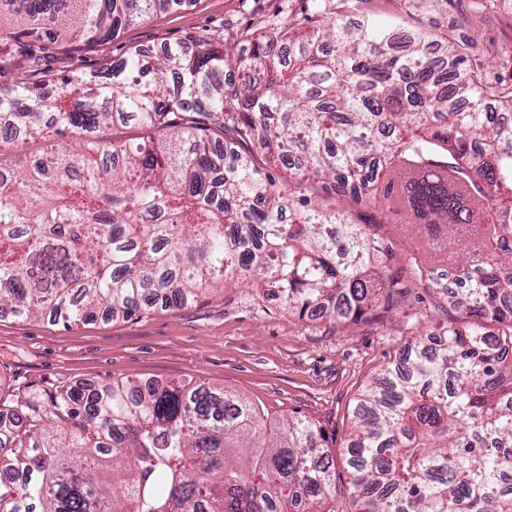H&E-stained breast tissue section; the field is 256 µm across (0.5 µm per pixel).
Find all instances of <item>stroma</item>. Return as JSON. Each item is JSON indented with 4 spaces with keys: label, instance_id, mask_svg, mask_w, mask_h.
<instances>
[{
    "label": "stroma",
    "instance_id": "35a3bbf8",
    "mask_svg": "<svg viewBox=\"0 0 512 512\" xmlns=\"http://www.w3.org/2000/svg\"><path fill=\"white\" fill-rule=\"evenodd\" d=\"M328 11L350 25L370 19L400 31L429 33L443 54L454 43L464 67L482 83L512 90V67L503 62L512 49V0H328ZM307 0H184L97 43H41L31 49L20 39L0 56V86L42 81L44 71L81 69L100 76L132 47L156 54L188 44L191 38L222 32L239 49L246 31L272 21L308 23ZM38 68H30V54ZM295 195L327 198L358 221L379 224L392 243L393 272L411 281L412 295L392 315L329 332L284 310L270 288L231 287L181 309L157 310L112 320L99 318L68 327L39 318L0 315V405L18 397H51L73 386L95 389L115 380L135 383L192 381L240 393L267 423L304 416L325 431L335 454L334 512H355L343 451L352 411L364 386L380 369L402 360L410 345L436 333L448 320L465 322L422 273L447 274L448 259L421 240L402 215L368 208L348 194L328 193L323 182L295 183Z\"/></svg>",
    "mask_w": 512,
    "mask_h": 512
}]
</instances>
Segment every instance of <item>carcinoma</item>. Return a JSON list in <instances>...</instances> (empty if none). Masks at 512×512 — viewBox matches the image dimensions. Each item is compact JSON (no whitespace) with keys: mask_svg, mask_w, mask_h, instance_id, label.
<instances>
[{"mask_svg":"<svg viewBox=\"0 0 512 512\" xmlns=\"http://www.w3.org/2000/svg\"><path fill=\"white\" fill-rule=\"evenodd\" d=\"M180 0H0V49L91 43ZM250 38L218 35L159 55L132 47L107 82L80 69L0 87V146L71 134L14 164L0 152V314L128 318L196 302L253 277L284 309L333 329L384 318L407 297L377 225L298 199L245 149L291 176L396 208L440 248L459 247L468 321L369 384L347 445L356 512H512V94L483 87L453 45L405 53L390 29L330 18ZM258 69L264 80L224 73ZM133 123L138 143L104 144ZM0 423V512H334L323 430L290 417L268 430L224 387L114 381L27 397ZM71 430L58 435L47 415ZM138 130L134 126L109 125L100 127L96 136L107 142H135Z\"/></svg>","mask_w":512,"mask_h":512,"instance_id":"carcinoma-1","label":"carcinoma"}]
</instances>
